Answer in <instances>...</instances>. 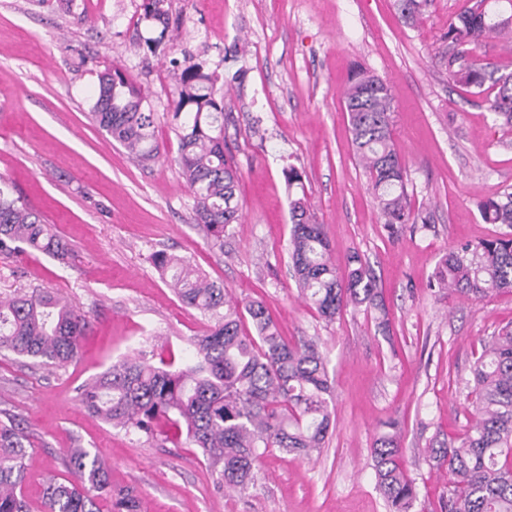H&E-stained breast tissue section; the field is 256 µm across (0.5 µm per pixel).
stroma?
Instances as JSON below:
<instances>
[{
    "label": "stroma",
    "instance_id": "35a3bbf8",
    "mask_svg": "<svg viewBox=\"0 0 512 512\" xmlns=\"http://www.w3.org/2000/svg\"><path fill=\"white\" fill-rule=\"evenodd\" d=\"M470 5L433 0L410 26L394 0H164L178 39L152 53L141 0H0V177L72 253L66 262L0 254V294L54 289L87 321L66 366L0 352V420H19L34 448L29 512H46L43 489L66 475L70 448L99 455L113 497L134 492L144 512H387L372 448L389 423L416 485L414 512H444L450 476L425 450L470 428L472 366L512 322V291L473 301L432 280L449 250L512 236L479 212L512 191V127L440 65L448 22ZM186 51L218 72L229 116L241 221L220 248L195 220L169 112L173 62ZM357 65L392 90L420 223L383 224L353 151L342 90ZM115 66L155 112L160 155L150 164L89 117L99 73ZM291 166L301 187L285 181ZM299 195L323 224L337 271L354 253L370 265L384 310L349 308L329 322L300 297L288 251ZM158 250L190 258L234 297L263 300L288 340L319 337L334 405L319 456L271 449L256 487L240 493L218 488L185 438L128 432L88 413L79 390L92 377L127 357L187 364L191 339L206 329L155 266Z\"/></svg>",
    "mask_w": 512,
    "mask_h": 512
}]
</instances>
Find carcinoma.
Returning a JSON list of instances; mask_svg holds the SVG:
<instances>
[{
    "mask_svg": "<svg viewBox=\"0 0 512 512\" xmlns=\"http://www.w3.org/2000/svg\"><path fill=\"white\" fill-rule=\"evenodd\" d=\"M431 0H396L400 19L418 22ZM512 32V0H473L448 23L442 57L448 78L474 93L488 86L495 120L512 126V72L490 70L474 60L485 39ZM218 77L195 57L183 60L172 107L180 143L179 165L193 194L197 223L219 248L239 223V177L224 154V96ZM352 144L385 223L415 224L407 186L408 168L392 138L394 112L389 86L361 68L352 71L344 93ZM91 114L113 141L141 162L159 156L155 117L141 85L114 67L98 76ZM290 256L302 298L332 320L349 305L377 307L378 292L359 255L341 278L330 261L323 225L305 197L290 202ZM488 224L512 227V192L480 206ZM28 251L62 259L67 244L41 214L13 196L0 177V254ZM155 265L169 275L181 302L208 317L206 331L192 343V363L173 370L126 358L95 377L80 392L85 408L107 424L147 436L160 425L201 449L220 485L239 492L256 486L261 458L272 448L302 459L320 453L331 427V383L318 342L292 344L281 336L260 300L238 301L190 260L159 251ZM435 279L440 288L483 298L512 288V238L469 242L445 255ZM250 319L253 332L243 330ZM85 321L55 292L17 291L0 298V350L62 367L78 353ZM469 393L474 422L456 445L427 449L432 466L453 475L448 512H512V325L491 337L472 369ZM24 429L14 418L0 421V512H28L23 482L32 456ZM377 487L388 512H413L414 481L404 470L402 448L387 434L373 448ZM68 472L44 488L47 512H99L97 498L112 496L109 472L85 448L68 450Z\"/></svg>",
    "mask_w": 512,
    "mask_h": 512,
    "instance_id": "cac0c4a2",
    "label": "carcinoma"
}]
</instances>
